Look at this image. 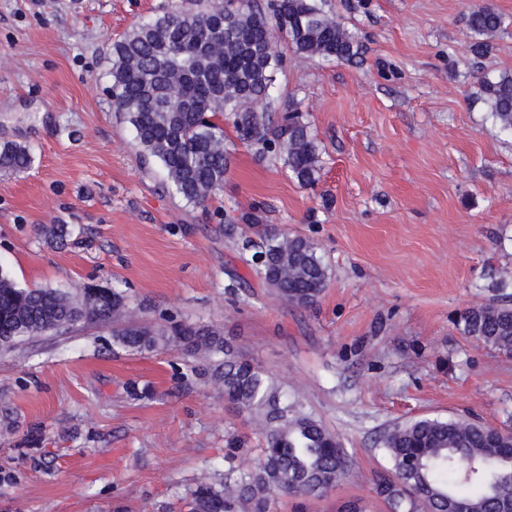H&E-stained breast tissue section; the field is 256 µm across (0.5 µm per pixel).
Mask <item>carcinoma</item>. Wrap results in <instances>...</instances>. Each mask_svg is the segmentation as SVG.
<instances>
[{"mask_svg":"<svg viewBox=\"0 0 512 512\" xmlns=\"http://www.w3.org/2000/svg\"><path fill=\"white\" fill-rule=\"evenodd\" d=\"M466 25L477 58L507 27L489 2L470 11ZM279 39L305 58L351 62L361 54L356 36L319 0H185L138 22L113 46V107L132 126L143 162L158 166L165 187L186 203L204 205L224 187V116L258 154L284 157L298 183L317 182L320 148L301 102L280 104L270 94L283 64ZM483 92L495 124L512 133V71L484 78ZM31 162L27 146H0L1 170L22 172ZM257 235L255 278L295 306L314 305L329 280L314 244L272 229ZM81 322L112 328L113 343L125 350H176L204 361L224 400L257 418L258 454L228 449L224 472L201 478L183 497L184 512H270L281 497L321 498L350 474L353 460L339 436L239 355L223 330L141 318L114 288L94 301L81 283L23 288L0 268L1 350ZM457 326L511 357L512 294L494 291L460 312ZM380 444L391 469L375 475L374 489L389 512H512V460L502 453L512 438L497 429L426 417L393 425Z\"/></svg>","mask_w":512,"mask_h":512,"instance_id":"carcinoma-1","label":"carcinoma"}]
</instances>
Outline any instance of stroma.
I'll return each mask as SVG.
<instances>
[{
	"mask_svg": "<svg viewBox=\"0 0 512 512\" xmlns=\"http://www.w3.org/2000/svg\"><path fill=\"white\" fill-rule=\"evenodd\" d=\"M175 2L0 0V143L32 153L28 170L0 171V265L24 287L115 288L147 316L222 327L358 463L326 497H283L272 512L355 498L386 512L372 493L386 428L512 427V358L455 323L512 278V135L489 120L481 86L512 69V26L477 60L465 16L481 0H325L361 55L286 47L275 82L318 139V182L301 186L228 123L224 189L202 208L144 168L112 109L113 45ZM244 215L314 243L329 268L316 305L251 278ZM52 224L64 240L45 237ZM188 363L122 349L96 325L0 349V512H180L230 443L261 444Z\"/></svg>",
	"mask_w": 512,
	"mask_h": 512,
	"instance_id": "obj_1",
	"label": "stroma"
}]
</instances>
